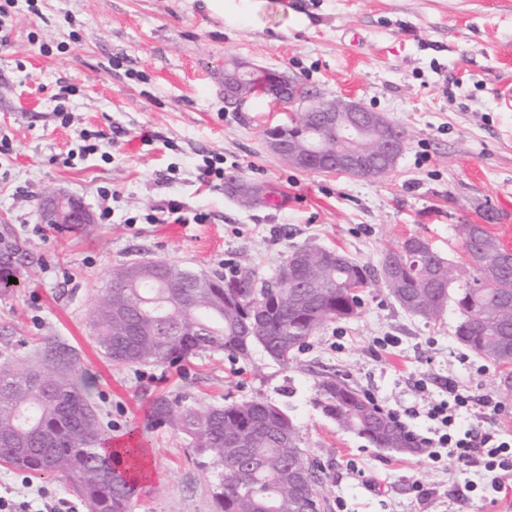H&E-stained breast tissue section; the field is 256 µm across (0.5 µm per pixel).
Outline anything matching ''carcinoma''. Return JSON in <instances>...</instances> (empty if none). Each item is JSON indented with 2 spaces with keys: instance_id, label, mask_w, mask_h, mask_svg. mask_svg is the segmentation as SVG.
Here are the masks:
<instances>
[{
  "instance_id": "1",
  "label": "carcinoma",
  "mask_w": 512,
  "mask_h": 512,
  "mask_svg": "<svg viewBox=\"0 0 512 512\" xmlns=\"http://www.w3.org/2000/svg\"><path fill=\"white\" fill-rule=\"evenodd\" d=\"M252 182L227 193L245 207L266 203L247 196ZM465 255L478 276L464 287L436 284V269L448 261L429 243L410 236L371 268L340 252L306 244L292 250L285 268L302 287L268 288L242 259L230 276L212 275L205 288H186L181 267L174 278L143 274L140 260L117 269L89 320L102 354L114 363L164 364L201 351L246 356L259 348L300 371L296 354L326 324L355 317L359 289L381 285L407 313L434 320L453 301L460 315L457 340L503 366L512 365V254L483 224H458ZM315 405L373 447L417 453L404 428L344 379L326 376L316 386ZM156 420L188 435L195 453L216 473L217 512H299L302 501L322 506L315 469L298 447V429L286 411L262 400L196 408L166 399L154 405ZM110 442L90 401V382L73 356L55 351L42 366L0 362V461L31 473L67 474L87 512H128L134 492L131 471L111 466Z\"/></svg>"
}]
</instances>
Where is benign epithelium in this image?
Instances as JSON below:
<instances>
[{
    "instance_id": "benign-epithelium-1",
    "label": "benign epithelium",
    "mask_w": 512,
    "mask_h": 512,
    "mask_svg": "<svg viewBox=\"0 0 512 512\" xmlns=\"http://www.w3.org/2000/svg\"><path fill=\"white\" fill-rule=\"evenodd\" d=\"M224 102L242 109L256 97H266L280 107L299 102L298 81L285 72L238 60L224 65L220 76ZM320 117L323 133L303 143L309 113ZM406 131L399 123L362 102L347 97L305 106L299 120L268 129V148L290 164L317 172H344L354 177H377L390 171L402 154ZM373 140L376 153L364 148ZM336 150H331V145ZM41 222L53 228L84 229L95 223L94 213L83 201L63 192L46 193L40 204Z\"/></svg>"
}]
</instances>
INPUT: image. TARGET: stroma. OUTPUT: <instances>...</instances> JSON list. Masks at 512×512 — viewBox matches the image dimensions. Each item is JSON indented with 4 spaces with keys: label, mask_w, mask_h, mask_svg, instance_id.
Returning <instances> with one entry per match:
<instances>
[{
    "label": "stroma",
    "mask_w": 512,
    "mask_h": 512,
    "mask_svg": "<svg viewBox=\"0 0 512 512\" xmlns=\"http://www.w3.org/2000/svg\"><path fill=\"white\" fill-rule=\"evenodd\" d=\"M227 25L206 0H16L0 43V240L18 248L34 280L0 292V352L37 362L74 355L112 443L138 441L148 475L130 512H216L214 473L188 436L156 421V400L197 408L262 399L294 418L298 445L317 467L322 512H512V491L491 496L481 476L426 452L376 448L313 405L316 383L335 375L403 413L411 430L430 422L425 400L449 382L497 395L487 426L512 436V388L504 366L461 345L459 314L410 315L384 290L366 288L357 316L329 323L300 352L304 373L261 351L242 359L201 352L176 364L118 365L100 353L89 310L112 270L161 259L229 272L248 257L270 279L294 248L314 243L378 266L415 235L464 266L455 227L485 224L512 253V0H252ZM237 57L296 75L322 99L345 95L400 123L397 166L375 178L307 171L266 146L267 126L294 109L262 98L238 111L218 75ZM100 155L68 159L81 133ZM225 174L269 186L271 202L239 206L220 181L204 183V159ZM111 197L102 201L99 187ZM112 209L74 235L43 224L44 191ZM176 200L200 223L150 224ZM392 336L381 349L374 338ZM47 488L87 512L69 477L0 462V490Z\"/></svg>",
    "instance_id": "stroma-1"
}]
</instances>
